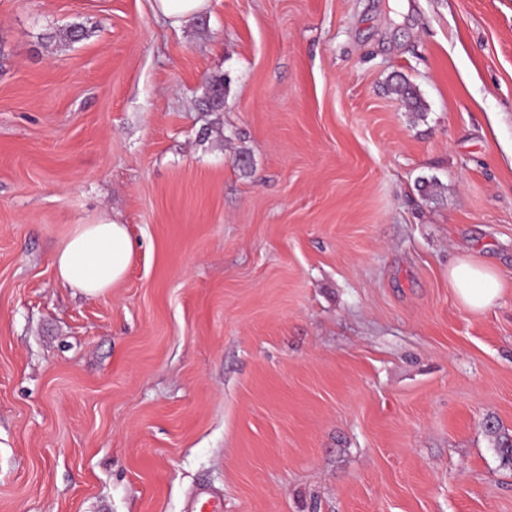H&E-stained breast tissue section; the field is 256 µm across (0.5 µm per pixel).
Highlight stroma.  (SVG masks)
<instances>
[{
    "label": "stroma",
    "mask_w": 512,
    "mask_h": 512,
    "mask_svg": "<svg viewBox=\"0 0 512 512\" xmlns=\"http://www.w3.org/2000/svg\"><path fill=\"white\" fill-rule=\"evenodd\" d=\"M103 215L94 298L52 257ZM501 434L512 0H0V512H512ZM155 11L173 27L186 25L203 12L209 0H154ZM204 112H219L224 105V83L220 78H213L208 85L206 96L201 100ZM133 240L126 224L103 216L78 224L53 257L58 278L91 297L105 296L125 275ZM448 280L459 302L475 313L490 308L503 290L496 270L468 253L448 265Z\"/></svg>",
    "instance_id": "1"
}]
</instances>
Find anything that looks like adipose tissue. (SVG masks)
Returning a JSON list of instances; mask_svg holds the SVG:
<instances>
[{
	"label": "adipose tissue",
	"mask_w": 512,
	"mask_h": 512,
	"mask_svg": "<svg viewBox=\"0 0 512 512\" xmlns=\"http://www.w3.org/2000/svg\"><path fill=\"white\" fill-rule=\"evenodd\" d=\"M133 250L126 225L105 216L77 225L56 251L53 265L64 284L102 297L125 275ZM448 280L459 302L475 313L490 308L503 290L496 270L467 253L449 264Z\"/></svg>",
	"instance_id": "1"
}]
</instances>
